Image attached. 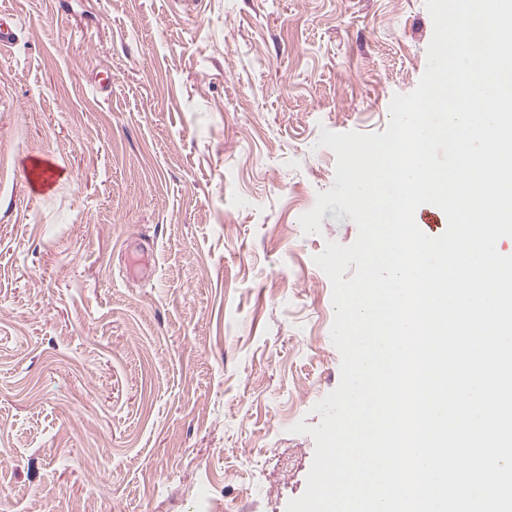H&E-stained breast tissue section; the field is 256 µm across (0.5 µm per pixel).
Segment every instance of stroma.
Returning <instances> with one entry per match:
<instances>
[{
	"mask_svg": "<svg viewBox=\"0 0 512 512\" xmlns=\"http://www.w3.org/2000/svg\"><path fill=\"white\" fill-rule=\"evenodd\" d=\"M0 10V512H286L315 452L290 428L341 378L314 258L358 235L300 224L317 141L387 129L425 0Z\"/></svg>",
	"mask_w": 512,
	"mask_h": 512,
	"instance_id": "1",
	"label": "stroma"
}]
</instances>
